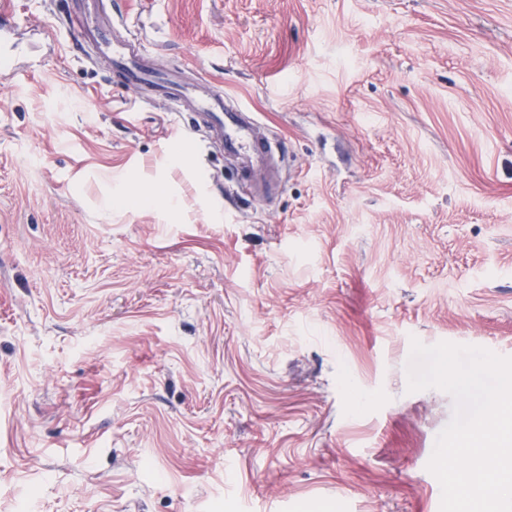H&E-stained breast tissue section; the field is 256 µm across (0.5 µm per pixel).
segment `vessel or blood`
Returning a JSON list of instances; mask_svg holds the SVG:
<instances>
[{"label":"vessel or blood","instance_id":"obj_1","mask_svg":"<svg viewBox=\"0 0 512 512\" xmlns=\"http://www.w3.org/2000/svg\"><path fill=\"white\" fill-rule=\"evenodd\" d=\"M83 18L75 32L79 50L94 48L106 60L109 74L122 86L148 87L160 91L169 109L194 130L218 141L225 152L250 159H264L279 151L277 140L260 137L251 112L228 106L223 88L205 81L189 85L156 68L154 57L124 22L105 11L103 0H71Z\"/></svg>","mask_w":512,"mask_h":512}]
</instances>
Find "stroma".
I'll return each mask as SVG.
<instances>
[{"label":"stroma","instance_id":"35a3bbf8","mask_svg":"<svg viewBox=\"0 0 512 512\" xmlns=\"http://www.w3.org/2000/svg\"><path fill=\"white\" fill-rule=\"evenodd\" d=\"M281 140L259 200L59 0L0 76V512H440L412 340L512 357V0H112Z\"/></svg>","mask_w":512,"mask_h":512}]
</instances>
